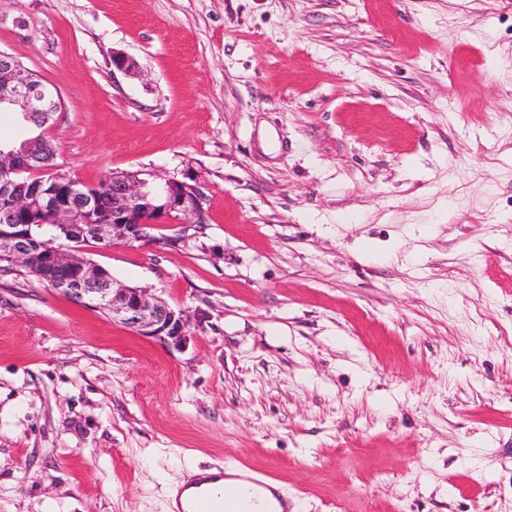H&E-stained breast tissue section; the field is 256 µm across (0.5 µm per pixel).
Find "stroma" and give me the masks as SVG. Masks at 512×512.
<instances>
[{
  "instance_id": "35a3bbf8",
  "label": "stroma",
  "mask_w": 512,
  "mask_h": 512,
  "mask_svg": "<svg viewBox=\"0 0 512 512\" xmlns=\"http://www.w3.org/2000/svg\"><path fill=\"white\" fill-rule=\"evenodd\" d=\"M57 161L199 187L86 257L168 348L0 261V512H512V0H0ZM133 59L117 70L113 53ZM247 473L242 471H226L224 478V470L220 469L219 473L206 476L204 479L193 481L185 486L178 495L177 509L175 512H260L255 509L256 500L254 498L243 497L237 493L224 491H243L247 486L254 485L259 490H268L265 492L268 498L271 494L283 509H288L286 504L275 492L269 478L267 476L254 477L251 479L252 484L245 479ZM224 478V485L219 481ZM193 485V486H192ZM193 489L187 495L185 506L181 502L182 494L189 489Z\"/></svg>"
}]
</instances>
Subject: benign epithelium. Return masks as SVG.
Listing matches in <instances>:
<instances>
[{"instance_id":"obj_1","label":"benign epithelium","mask_w":512,"mask_h":512,"mask_svg":"<svg viewBox=\"0 0 512 512\" xmlns=\"http://www.w3.org/2000/svg\"><path fill=\"white\" fill-rule=\"evenodd\" d=\"M18 113L26 123L39 117L41 132L14 147H0V172L10 162L11 171L26 173L32 182H0V260L29 268L32 262L51 270L50 284L74 301L97 308L112 321L135 334L178 347L186 341V319L182 310L172 308L143 288L117 283L102 266L79 261L75 253L47 244L38 229L47 223L67 234V240L79 243L74 234H83V223L94 213L107 220L91 225L95 239L105 245H117L146 237L152 224L165 223L182 215L193 224L205 223L202 194L194 184L169 179L155 184L139 175L116 171L102 181L106 195L89 194L88 185L72 178L56 158L48 155L46 142L54 116L62 109L59 90L25 68L15 57L0 51V110ZM43 175L68 186L62 194L43 188ZM23 213H39L43 222L17 224Z\"/></svg>"}]
</instances>
